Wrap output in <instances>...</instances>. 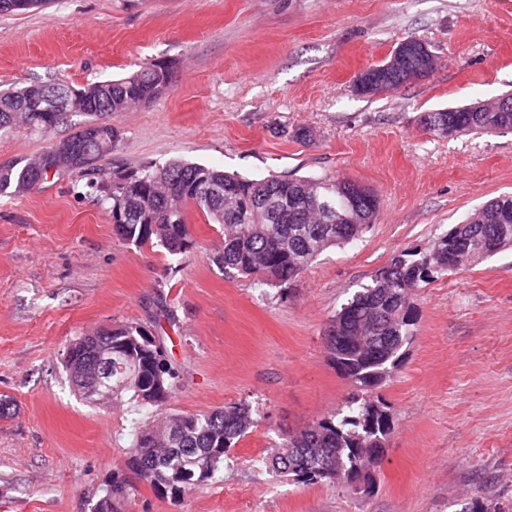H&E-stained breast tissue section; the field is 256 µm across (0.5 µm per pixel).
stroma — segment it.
<instances>
[{
  "label": "stroma",
  "instance_id": "1",
  "mask_svg": "<svg viewBox=\"0 0 512 512\" xmlns=\"http://www.w3.org/2000/svg\"><path fill=\"white\" fill-rule=\"evenodd\" d=\"M409 37L438 68L356 95L355 77ZM159 60L174 66L169 89L110 115L120 137L99 174L185 161L250 179L338 176L377 191V219L287 287L260 289L224 278L221 227L196 210L193 248L172 256L118 236L111 201L81 172L0 195V512H93L115 475L136 491L114 512H512V250L414 291L412 339L373 392L395 430L371 488L297 484L265 465L279 435L342 412L354 391L325 343L336 312L393 255L512 194V130L448 140L419 125L512 90V0H53L0 12V89H79ZM83 120L0 135V164ZM125 322L178 365L162 407L92 405L69 381V345ZM240 402L255 425L210 481L175 495L132 469L137 427Z\"/></svg>",
  "mask_w": 512,
  "mask_h": 512
}]
</instances>
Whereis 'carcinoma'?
<instances>
[{
	"mask_svg": "<svg viewBox=\"0 0 512 512\" xmlns=\"http://www.w3.org/2000/svg\"><path fill=\"white\" fill-rule=\"evenodd\" d=\"M46 0H0V12H23ZM172 70L165 61L154 62L127 77L90 83L80 90L36 81L0 93V133L17 126L47 132L53 112L46 94L58 88L66 94L65 108L88 116L68 139L89 153L79 165L65 152L52 148L25 163L0 166V195H21L56 174L95 171L94 164L112 154L115 133L105 118L114 112L149 102L169 86ZM511 102L504 95L490 102L459 106L451 112H425L419 117L424 131L438 135L448 127L447 138L512 129V110L496 102ZM98 191L112 200V223L123 239L155 244L171 255H184L194 242L187 222L193 205L222 227L224 248L213 262L224 277L252 276L259 286L280 287L297 277L326 249L347 244L373 223L379 198L368 188L353 193L357 184L334 176L284 178L270 175L248 179L218 168L173 161L147 165L111 181L95 182ZM270 193L278 204L273 216L258 203ZM494 246L484 244L486 238ZM512 248V203L496 197L482 205L466 225L450 228L428 250H408L395 255L372 281L355 293L332 319L325 336L336 369L355 387L342 416H324L298 432L280 438L275 451L285 462L268 457L266 466L279 477L300 483L331 484V475L318 470L320 462L339 460L354 471L363 464L372 469L381 458L359 461L362 444L386 447L394 425L389 411L368 399L369 389L383 383L409 343L414 313L409 295L445 272ZM99 344L112 345V395L124 394L141 408L167 403L180 379L166 348L146 327L126 323L103 331ZM165 423L178 428L166 444L153 439L158 426L135 431L133 469L150 485L173 493L208 481L224 466L231 448L254 426L251 409L235 403L207 414L172 413Z\"/></svg>",
	"mask_w": 512,
	"mask_h": 512,
	"instance_id": "cac0c4a2",
	"label": "carcinoma"
}]
</instances>
